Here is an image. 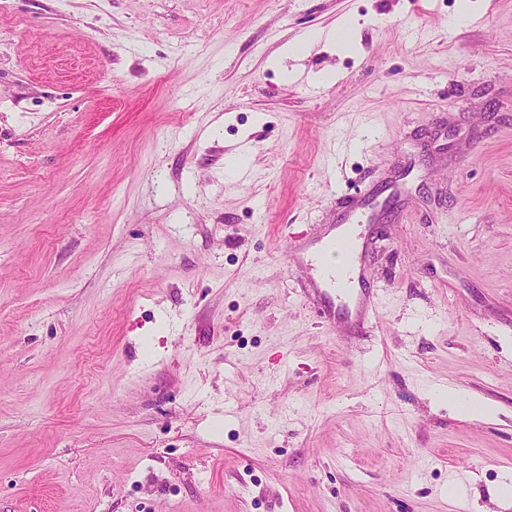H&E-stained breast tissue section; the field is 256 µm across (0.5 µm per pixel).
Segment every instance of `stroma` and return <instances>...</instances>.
I'll return each instance as SVG.
<instances>
[{"instance_id": "obj_1", "label": "stroma", "mask_w": 512, "mask_h": 512, "mask_svg": "<svg viewBox=\"0 0 512 512\" xmlns=\"http://www.w3.org/2000/svg\"><path fill=\"white\" fill-rule=\"evenodd\" d=\"M6 2L0 512H512V0ZM358 232L354 239L339 238L333 235L324 243L322 279L333 288L334 292L345 302L344 311L347 319L364 325L376 312L377 294L371 288L364 287L365 273L355 264ZM327 292H321L322 301L327 312L332 311V303Z\"/></svg>"}]
</instances>
